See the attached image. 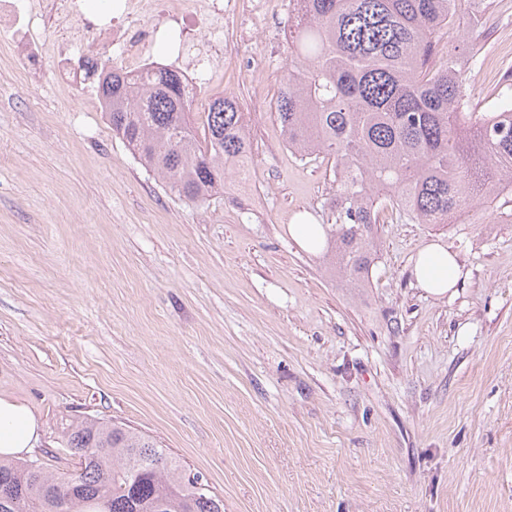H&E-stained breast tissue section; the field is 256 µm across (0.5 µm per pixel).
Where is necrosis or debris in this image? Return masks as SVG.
Segmentation results:
<instances>
[{
  "mask_svg": "<svg viewBox=\"0 0 512 512\" xmlns=\"http://www.w3.org/2000/svg\"><path fill=\"white\" fill-rule=\"evenodd\" d=\"M235 13L231 0H115L113 10L98 17L87 13L83 0H0V47L18 57L27 82L41 72L47 54L58 55L55 82L71 91L82 80L70 53L84 63L97 46L137 73L150 64L157 39L173 35L184 81L202 112L233 52L226 18Z\"/></svg>",
  "mask_w": 512,
  "mask_h": 512,
  "instance_id": "necrosis-or-debris-1",
  "label": "necrosis or debris"
}]
</instances>
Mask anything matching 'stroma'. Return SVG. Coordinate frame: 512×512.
Wrapping results in <instances>:
<instances>
[{
	"instance_id": "35a3bbf8",
	"label": "stroma",
	"mask_w": 512,
	"mask_h": 512,
	"mask_svg": "<svg viewBox=\"0 0 512 512\" xmlns=\"http://www.w3.org/2000/svg\"><path fill=\"white\" fill-rule=\"evenodd\" d=\"M286 11L254 19L225 65L249 112L247 190L176 199L134 159L95 88L21 84L0 55V396L59 472L85 418L140 430L224 512H512V202L435 231L388 213L368 288L333 278L288 227L335 189L281 144L269 104ZM464 68L475 110L512 69V0ZM456 255L453 296L422 289L427 246Z\"/></svg>"
}]
</instances>
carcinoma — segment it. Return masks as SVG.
I'll return each instance as SVG.
<instances>
[{
    "instance_id": "1",
    "label": "carcinoma",
    "mask_w": 512,
    "mask_h": 512,
    "mask_svg": "<svg viewBox=\"0 0 512 512\" xmlns=\"http://www.w3.org/2000/svg\"><path fill=\"white\" fill-rule=\"evenodd\" d=\"M289 60L274 112L288 148L333 162L323 205V258L349 288L371 286L380 210L445 228L459 211L500 200L512 185V71L495 111L477 112L460 61L491 0H297ZM460 33L450 48L445 35ZM112 133L180 200L224 191L225 168L243 173L252 146L233 96L191 111L181 75L117 65L97 85ZM80 470L66 476L31 461L0 460V512H224L196 474L149 436L85 420L66 432Z\"/></svg>"
}]
</instances>
